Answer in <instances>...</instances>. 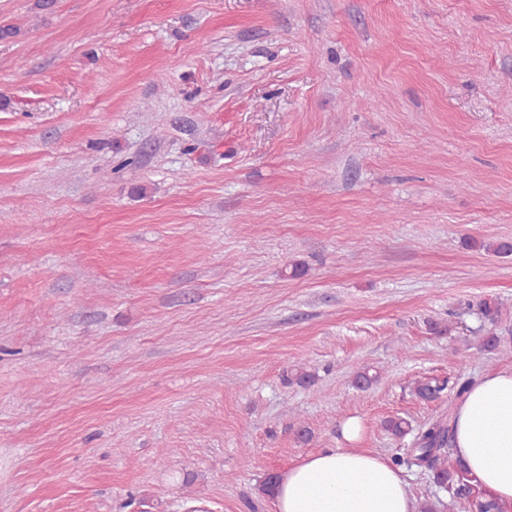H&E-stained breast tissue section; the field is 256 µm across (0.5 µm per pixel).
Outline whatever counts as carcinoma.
Instances as JSON below:
<instances>
[{
    "mask_svg": "<svg viewBox=\"0 0 512 512\" xmlns=\"http://www.w3.org/2000/svg\"><path fill=\"white\" fill-rule=\"evenodd\" d=\"M486 252L498 257L512 256V240L490 238L480 243ZM478 312L487 324L495 326L508 317L502 304L495 300H484L478 305ZM480 348L484 351H498L507 355L512 353L511 346H504L500 336L489 333L480 338ZM379 373L369 367L359 369L353 376L352 386L361 391L372 387L378 380ZM470 381L459 378L453 387H448V380L434 377H422L411 386V394L423 402L442 401L447 398L448 390L455 392V397L463 395ZM449 418H440L421 427L414 425V420L400 415L391 416L383 422V428L396 440L402 441L406 436L414 435L411 447L403 456L394 461L399 465H415L431 472L433 484L441 491L450 493L448 500L434 495L425 498L418 512H457V500L468 501L471 512H502V507L487 496H472L471 477L464 467L451 456Z\"/></svg>",
    "mask_w": 512,
    "mask_h": 512,
    "instance_id": "cac0c4a2",
    "label": "carcinoma"
}]
</instances>
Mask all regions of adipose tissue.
Listing matches in <instances>:
<instances>
[{"instance_id": "ef3b65f1", "label": "adipose tissue", "mask_w": 512, "mask_h": 512, "mask_svg": "<svg viewBox=\"0 0 512 512\" xmlns=\"http://www.w3.org/2000/svg\"><path fill=\"white\" fill-rule=\"evenodd\" d=\"M453 455L481 489L512 506V369L482 375L451 417ZM347 445L308 454L283 468L268 496L274 512H417L400 467L358 448L359 418L341 424Z\"/></svg>"}]
</instances>
